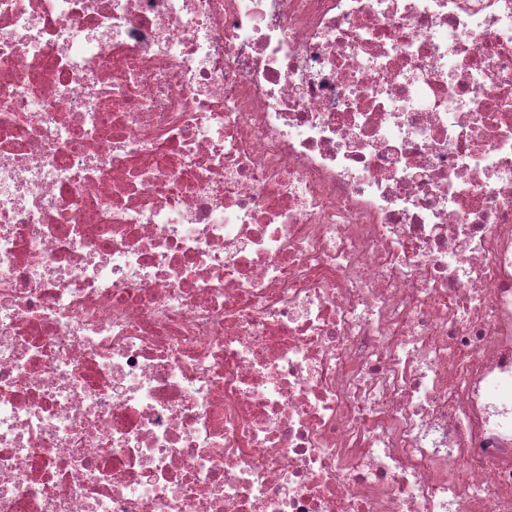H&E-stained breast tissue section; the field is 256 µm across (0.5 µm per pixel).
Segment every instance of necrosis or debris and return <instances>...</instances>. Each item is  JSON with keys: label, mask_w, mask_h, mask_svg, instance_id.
Instances as JSON below:
<instances>
[{"label": "necrosis or debris", "mask_w": 512, "mask_h": 512, "mask_svg": "<svg viewBox=\"0 0 512 512\" xmlns=\"http://www.w3.org/2000/svg\"><path fill=\"white\" fill-rule=\"evenodd\" d=\"M0 512H512V0H0Z\"/></svg>", "instance_id": "1"}]
</instances>
